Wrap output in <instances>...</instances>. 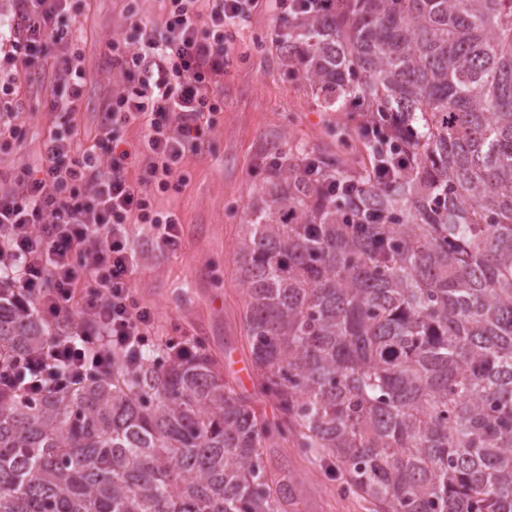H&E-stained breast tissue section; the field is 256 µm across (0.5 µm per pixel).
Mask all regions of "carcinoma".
Here are the masks:
<instances>
[{
	"instance_id": "cac0c4a2",
	"label": "carcinoma",
	"mask_w": 512,
	"mask_h": 512,
	"mask_svg": "<svg viewBox=\"0 0 512 512\" xmlns=\"http://www.w3.org/2000/svg\"><path fill=\"white\" fill-rule=\"evenodd\" d=\"M281 67L358 120L366 159L297 150L238 255L256 415L205 345L113 354L71 389L0 387V512H288L291 440L369 512H512V0H328ZM0 276V362L65 339Z\"/></svg>"
}]
</instances>
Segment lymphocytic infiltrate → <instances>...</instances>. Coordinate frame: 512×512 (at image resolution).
Listing matches in <instances>:
<instances>
[{
	"label": "lymphocytic infiltrate",
	"instance_id": "1",
	"mask_svg": "<svg viewBox=\"0 0 512 512\" xmlns=\"http://www.w3.org/2000/svg\"><path fill=\"white\" fill-rule=\"evenodd\" d=\"M162 26L135 20L132 41L110 43L112 67L126 86L103 110L90 150L73 151L70 132L52 133L41 163L20 190L0 195V267L57 318L80 306L81 322L65 343L49 344L26 360L29 391L42 388L39 372L51 366L66 386L104 369L116 352L142 349L154 314L131 297L139 263L129 242L132 224L155 225L162 248L181 245L176 215L154 212L151 190L167 191L187 154L200 152L216 112L209 90L229 60L225 43L257 0H168ZM68 0H15L9 63L32 64L35 49L63 53L51 111H78L85 81L81 54L70 34ZM139 124L142 137L127 146L123 132ZM145 162L136 184L128 167Z\"/></svg>",
	"mask_w": 512,
	"mask_h": 512
}]
</instances>
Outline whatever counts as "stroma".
Segmentation results:
<instances>
[{"instance_id":"stroma-1","label":"stroma","mask_w":512,"mask_h":512,"mask_svg":"<svg viewBox=\"0 0 512 512\" xmlns=\"http://www.w3.org/2000/svg\"><path fill=\"white\" fill-rule=\"evenodd\" d=\"M165 14V0H70L69 25L87 78L82 106L69 119L77 151L93 145L104 104L124 84L112 69L113 38L134 19L159 23ZM286 16L263 0L238 27L226 46L230 63L213 87L219 110L208 142L200 153L184 158L178 189L151 193L156 212L178 217L180 248L158 247L150 225L130 227V245L140 257L133 296L152 308L158 342L204 340L224 362L230 380L236 374L229 359H249L237 243L270 155L306 148L340 154L352 168L364 160L356 123L320 111L310 88L278 64L270 36ZM60 65L57 58L38 60L14 75L10 121L21 136L0 144V192L16 188L26 171L37 167L45 139L60 126L49 110ZM263 458L268 469L293 477L297 512H368L366 502L340 492L341 474L328 462L284 443L265 449Z\"/></svg>"}]
</instances>
